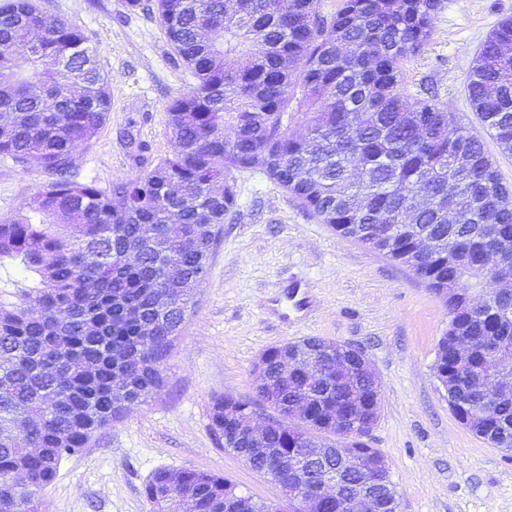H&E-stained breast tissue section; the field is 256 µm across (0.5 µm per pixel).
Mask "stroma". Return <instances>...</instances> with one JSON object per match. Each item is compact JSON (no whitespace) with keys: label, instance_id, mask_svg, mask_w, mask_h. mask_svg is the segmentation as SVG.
<instances>
[{"label":"stroma","instance_id":"35a3bbf8","mask_svg":"<svg viewBox=\"0 0 512 512\" xmlns=\"http://www.w3.org/2000/svg\"><path fill=\"white\" fill-rule=\"evenodd\" d=\"M46 17L82 29L97 51L111 98L104 126L76 150L77 181L106 189L169 156L166 105L195 83L153 14L124 0H39ZM512 17V0H441L429 42L405 64V91L431 97L481 136L500 180L502 154L472 112L466 79L486 36ZM237 207L214 248L207 280L165 365V385L130 406L62 461L41 493L42 512H151L144 493L160 469L227 478L237 494L285 505L279 485L253 472L210 428L214 397L257 399L254 367L268 348L305 337L362 347L380 389L366 439L388 462L402 512H512V454L490 447L454 416L436 378L448 310L414 272L337 235L263 173H236ZM38 164L0 156V223L48 182Z\"/></svg>","mask_w":512,"mask_h":512}]
</instances>
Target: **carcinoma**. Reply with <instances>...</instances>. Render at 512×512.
Returning <instances> with one entry per match:
<instances>
[{
	"instance_id": "obj_1",
	"label": "carcinoma",
	"mask_w": 512,
	"mask_h": 512,
	"mask_svg": "<svg viewBox=\"0 0 512 512\" xmlns=\"http://www.w3.org/2000/svg\"><path fill=\"white\" fill-rule=\"evenodd\" d=\"M439 2L339 0L328 14L320 0H125L131 11L157 13L195 84L166 106L172 154L104 190L74 179L76 149L110 111L87 37L63 18L46 21L36 0L0 3V154L34 159L52 176L24 213L0 224V512H40L61 461L122 414L114 373L126 375L130 404L164 386L197 277L236 207L234 171L262 172L337 235L394 261L409 244L378 238L377 225L441 236L444 254L423 280L439 294L451 278L471 287L459 262L512 238V191L480 137L448 125L435 99L411 101L401 89V66L430 39ZM511 47L507 18L481 44L466 84L507 154ZM289 112L306 114L304 135L284 122ZM351 113L359 125L347 122ZM497 276L512 277V253L484 278ZM445 305L437 360L448 367L457 338L473 343L471 373L448 371V403L475 419L465 424L474 435L512 448V393L490 410L481 396L491 343L512 349V293L475 313L456 295ZM288 346L262 354L267 372ZM314 360L318 376L297 369L266 399L277 416L264 440L230 449H253L249 468L266 478L280 459L308 454V431L336 433L332 414L349 394L370 396L368 374L338 371L334 357ZM224 400L211 407L218 436L229 434ZM300 402L305 417L283 419ZM321 465L346 486L337 451ZM145 493L152 512H264L225 478L195 469L158 470Z\"/></svg>"
}]
</instances>
